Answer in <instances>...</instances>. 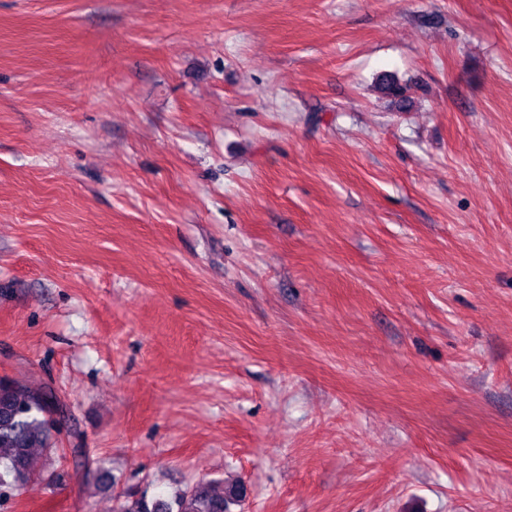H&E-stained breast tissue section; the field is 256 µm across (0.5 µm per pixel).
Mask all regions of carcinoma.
Listing matches in <instances>:
<instances>
[{"label":"carcinoma","instance_id":"obj_1","mask_svg":"<svg viewBox=\"0 0 512 512\" xmlns=\"http://www.w3.org/2000/svg\"><path fill=\"white\" fill-rule=\"evenodd\" d=\"M381 90L398 108L408 106L400 83L386 81ZM47 398L49 393L42 388L0 381V491L26 484L34 455L54 447L56 420ZM243 495L237 482L219 490L212 482H199L169 499L129 494L120 512H230Z\"/></svg>","mask_w":512,"mask_h":512}]
</instances>
